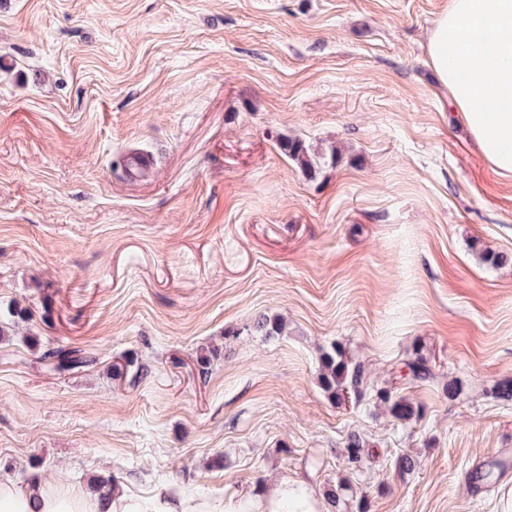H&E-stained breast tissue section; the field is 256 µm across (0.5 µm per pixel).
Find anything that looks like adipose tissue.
Wrapping results in <instances>:
<instances>
[{
    "mask_svg": "<svg viewBox=\"0 0 512 512\" xmlns=\"http://www.w3.org/2000/svg\"><path fill=\"white\" fill-rule=\"evenodd\" d=\"M441 84L486 161L512 175V0H449L427 40ZM0 512H329L299 479L278 478L257 493L208 501L159 485L145 496L99 494L64 481L0 482Z\"/></svg>",
    "mask_w": 512,
    "mask_h": 512,
    "instance_id": "adipose-tissue-1",
    "label": "adipose tissue"
}]
</instances>
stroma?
I'll return each mask as SVG.
<instances>
[{
  "mask_svg": "<svg viewBox=\"0 0 512 512\" xmlns=\"http://www.w3.org/2000/svg\"><path fill=\"white\" fill-rule=\"evenodd\" d=\"M447 3L0 0V480L209 499L288 475L338 512H512V266L477 258L512 255V176L429 65ZM59 344L95 364L54 372ZM336 345L420 416L331 402ZM417 349L435 380L400 378ZM282 146L285 153L288 154V157L296 161L305 172L309 173L311 178L315 175L320 165V160H317V157L313 158L309 155L302 141L288 139V143H284Z\"/></svg>",
  "mask_w": 512,
  "mask_h": 512,
  "instance_id": "obj_1",
  "label": "stroma"
}]
</instances>
